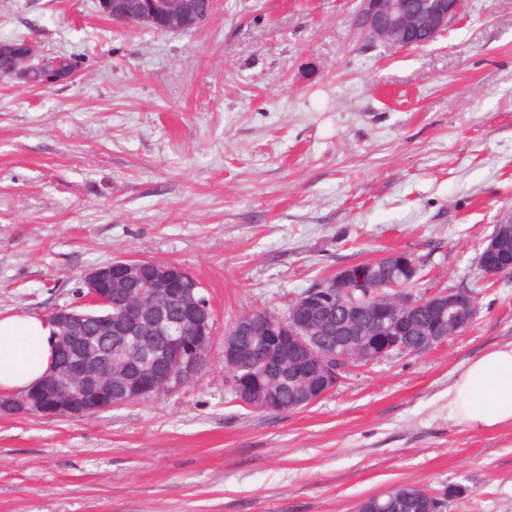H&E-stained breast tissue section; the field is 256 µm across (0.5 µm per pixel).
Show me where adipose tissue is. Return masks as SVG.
<instances>
[{"label":"adipose tissue","instance_id":"obj_1","mask_svg":"<svg viewBox=\"0 0 512 512\" xmlns=\"http://www.w3.org/2000/svg\"><path fill=\"white\" fill-rule=\"evenodd\" d=\"M53 332L37 315L0 314V392L28 389L49 370ZM448 409L477 429L512 425V343L468 361L448 388Z\"/></svg>","mask_w":512,"mask_h":512}]
</instances>
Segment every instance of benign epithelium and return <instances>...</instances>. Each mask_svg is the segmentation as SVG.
<instances>
[{
    "label": "benign epithelium",
    "mask_w": 512,
    "mask_h": 512,
    "mask_svg": "<svg viewBox=\"0 0 512 512\" xmlns=\"http://www.w3.org/2000/svg\"><path fill=\"white\" fill-rule=\"evenodd\" d=\"M98 2L103 14L127 26L136 25L139 15L156 19L164 31L178 30L183 22L181 12L173 9L171 0H140L138 7L122 15L113 9L118 0ZM463 6L464 0H360L355 25L368 43L387 44L395 49L421 47L435 41L461 15ZM16 60L12 75L32 84L35 74L45 67L47 58L39 55L33 41L27 40L17 52ZM152 266L154 271L149 292L137 289L140 268L135 260L122 259L116 264L109 262L88 271L83 280V301L58 308L51 314L60 344L59 363L30 388L28 396L18 400L3 399L0 407L12 412H37L45 417L69 415L75 418L112 408V385L122 379L123 374L114 366L101 369L94 359L82 353V346L87 344V316L79 311L83 306L102 309V314L95 318L96 325L103 331H114L125 337L131 346L142 347V336L147 327L152 334L168 337L171 364L167 371L160 375L152 370H141L131 379V384L121 386L120 393L124 398L135 401L172 391L181 387L184 381L198 376L208 360V337L213 335L210 305L182 268L156 261ZM118 284L129 289V293L124 310L114 316L112 288ZM322 289V285L313 287L294 302L285 317L269 319L262 328L251 314L239 316L224 333V365H236L245 342L257 337L260 331L303 346L317 363L328 361L336 364V354L325 349L317 337L309 335L306 321L298 316V311L314 305L327 307L331 302L328 297L314 301ZM397 292L398 300L408 307L428 304L438 308L440 315H448L452 332L432 333L426 339L431 345L442 344L448 337L464 332L478 315L474 300L456 297L447 290L431 291L421 298L406 293L404 288L397 289ZM188 324L195 330V339L184 343L179 336L183 335ZM281 359V351L273 343L265 344L258 351V365L264 369L280 363ZM336 383V370L326 372L317 385L302 393L297 400L298 407L315 403Z\"/></svg>",
    "instance_id": "7a95c632"
}]
</instances>
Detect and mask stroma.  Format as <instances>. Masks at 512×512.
<instances>
[{
    "label": "stroma",
    "mask_w": 512,
    "mask_h": 512,
    "mask_svg": "<svg viewBox=\"0 0 512 512\" xmlns=\"http://www.w3.org/2000/svg\"><path fill=\"white\" fill-rule=\"evenodd\" d=\"M357 0H215L192 33L124 28L97 0H0V39L74 56L0 77V311L49 317L117 257L202 284L197 379L90 417L0 413V512H355L397 486L512 512V426L448 417L463 365L512 343V273L477 257L512 215V0H466L432 44L364 45ZM423 287L477 292L463 334L345 370L293 413L232 402L223 339L389 251Z\"/></svg>",
    "instance_id": "35a3bbf8"
}]
</instances>
